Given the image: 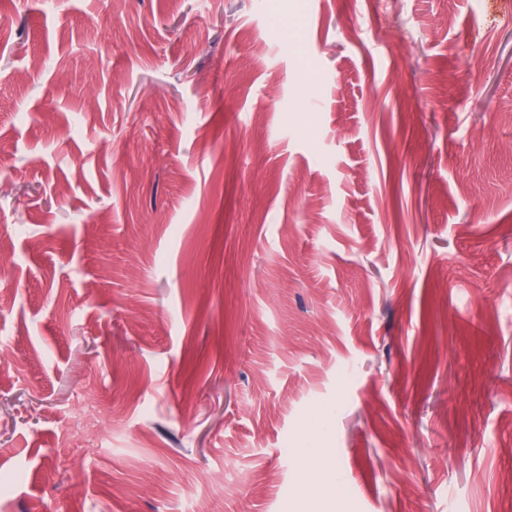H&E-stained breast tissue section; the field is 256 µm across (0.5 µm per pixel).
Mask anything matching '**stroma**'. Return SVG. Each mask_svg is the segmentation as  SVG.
Returning a JSON list of instances; mask_svg holds the SVG:
<instances>
[{
    "mask_svg": "<svg viewBox=\"0 0 512 512\" xmlns=\"http://www.w3.org/2000/svg\"><path fill=\"white\" fill-rule=\"evenodd\" d=\"M497 101L512 0H0V512H512Z\"/></svg>",
    "mask_w": 512,
    "mask_h": 512,
    "instance_id": "1",
    "label": "stroma"
}]
</instances>
